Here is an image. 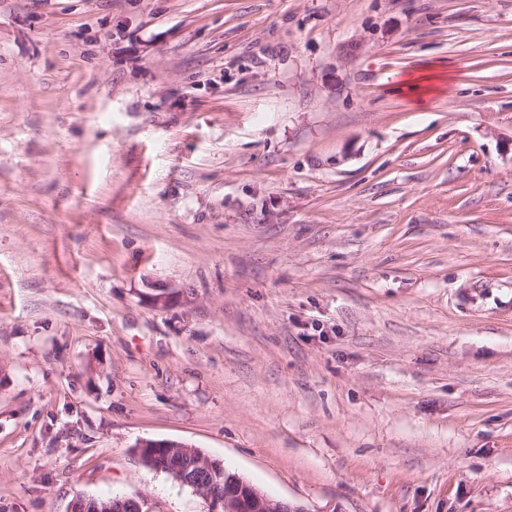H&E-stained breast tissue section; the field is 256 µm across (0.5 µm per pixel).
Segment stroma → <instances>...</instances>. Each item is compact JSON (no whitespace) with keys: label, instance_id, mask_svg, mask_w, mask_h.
I'll return each mask as SVG.
<instances>
[{"label":"stroma","instance_id":"stroma-1","mask_svg":"<svg viewBox=\"0 0 512 512\" xmlns=\"http://www.w3.org/2000/svg\"><path fill=\"white\" fill-rule=\"evenodd\" d=\"M144 439L512 512V0H0V512H208ZM113 498V499H112ZM115 497H109L104 499H99L100 501L110 503L108 505L106 503L99 504V500L95 498H84L77 497L73 500L70 506V510L68 512H142L141 506L138 501L131 498H123V499H115ZM105 509V510H104Z\"/></svg>","mask_w":512,"mask_h":512}]
</instances>
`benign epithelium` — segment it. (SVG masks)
I'll list each match as a JSON object with an SVG mask.
<instances>
[{
	"label": "benign epithelium",
	"mask_w": 512,
	"mask_h": 512,
	"mask_svg": "<svg viewBox=\"0 0 512 512\" xmlns=\"http://www.w3.org/2000/svg\"><path fill=\"white\" fill-rule=\"evenodd\" d=\"M134 454L139 461H147L156 470L167 472L191 487L208 502L210 512H305L302 507L271 498L245 482L226 488L221 494L215 492L209 478L222 467L221 461L186 443L142 440L135 446ZM69 512H141V506L131 498L114 499L108 505L79 496L71 503Z\"/></svg>",
	"instance_id": "7a95c632"
}]
</instances>
